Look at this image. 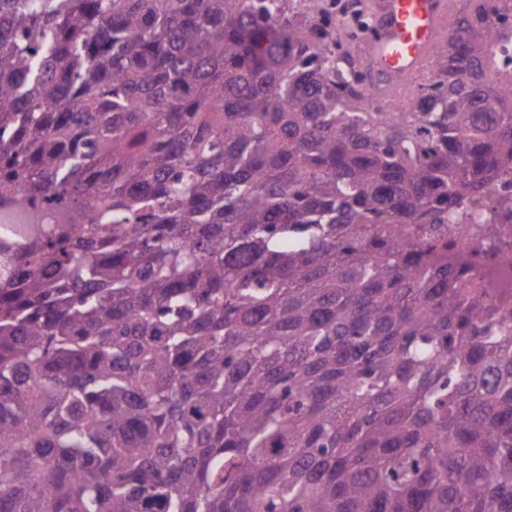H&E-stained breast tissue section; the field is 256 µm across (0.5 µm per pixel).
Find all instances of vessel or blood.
I'll list each match as a JSON object with an SVG mask.
<instances>
[{"mask_svg": "<svg viewBox=\"0 0 512 512\" xmlns=\"http://www.w3.org/2000/svg\"><path fill=\"white\" fill-rule=\"evenodd\" d=\"M372 30L358 44L368 64L369 87L391 95L432 58L452 31L451 0H371Z\"/></svg>", "mask_w": 512, "mask_h": 512, "instance_id": "vessel-or-blood-1", "label": "vessel or blood"}]
</instances>
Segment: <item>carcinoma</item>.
Instances as JSON below:
<instances>
[{
  "instance_id": "cac0c4a2",
  "label": "carcinoma",
  "mask_w": 512,
  "mask_h": 512,
  "mask_svg": "<svg viewBox=\"0 0 512 512\" xmlns=\"http://www.w3.org/2000/svg\"><path fill=\"white\" fill-rule=\"evenodd\" d=\"M336 0H0V512H512V307L433 225L512 167V0L415 112Z\"/></svg>"
}]
</instances>
